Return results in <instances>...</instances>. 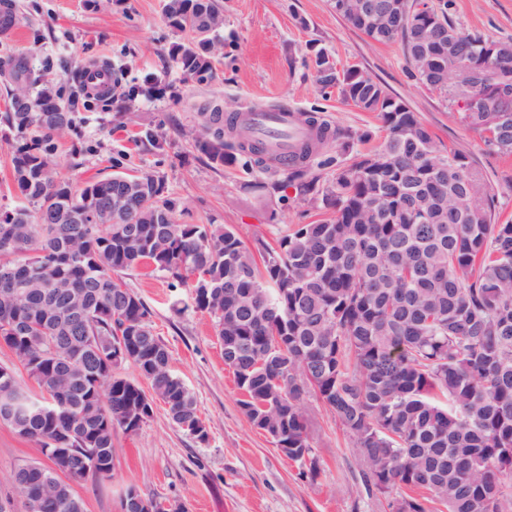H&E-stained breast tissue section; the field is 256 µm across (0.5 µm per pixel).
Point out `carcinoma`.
Listing matches in <instances>:
<instances>
[{
    "mask_svg": "<svg viewBox=\"0 0 512 512\" xmlns=\"http://www.w3.org/2000/svg\"><path fill=\"white\" fill-rule=\"evenodd\" d=\"M167 24L181 34L168 67L198 84L216 78L207 44L222 42L218 0H164ZM367 38L401 40L409 74L440 87L455 54L490 51L483 36L432 13L446 43L422 50L413 28L375 32L341 13ZM329 54L316 52L317 85L377 114L386 131L379 150L359 153L329 184L312 174L331 165L322 145L339 137L312 112L317 130L288 164L269 157L237 113L203 107L198 146L217 165L241 164L285 175L301 200L321 198L330 216L293 224L277 247L260 244L262 266L230 227L183 224L164 179L122 170L75 184L56 169L57 137L75 113L51 90L11 92L0 118L13 134L12 181L23 204L0 210V289L24 293L22 306L0 304V337L27 376L0 366V422L38 443L48 464L14 475L27 512H84L71 478L112 472V429L135 432L152 417L145 390L118 372L130 364L159 395L171 419L204 442L196 401L170 369L150 312L115 276L154 267L170 286L189 289L208 314L233 369L248 420L288 448L313 455L305 398L328 407L365 463L369 491L392 493L406 512H512V224L495 223L471 157L436 147L417 113L365 72L351 67L333 84ZM512 145V124L490 137ZM131 225L114 222L112 197ZM76 302L82 315H63ZM220 309L222 315L214 310ZM21 326L14 335L7 327ZM125 356L106 365L112 355ZM69 359L67 373L59 360ZM56 448H72L66 457ZM95 448L96 463L81 461Z\"/></svg>",
    "mask_w": 512,
    "mask_h": 512,
    "instance_id": "cac0c4a2",
    "label": "carcinoma"
}]
</instances>
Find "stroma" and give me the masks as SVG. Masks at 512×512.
Instances as JSON below:
<instances>
[{"label":"stroma","mask_w":512,"mask_h":512,"mask_svg":"<svg viewBox=\"0 0 512 512\" xmlns=\"http://www.w3.org/2000/svg\"><path fill=\"white\" fill-rule=\"evenodd\" d=\"M11 2L20 36H0V69L19 63L34 74L48 72L66 102L84 68L102 61L112 66L110 100L77 107V131L60 144L59 172L74 183L111 176L113 158L122 157L127 170L163 176L181 203L180 222L231 227L252 249L261 240L275 244L287 225L323 219L321 201H300L290 190L268 196L253 187L265 173L212 163L195 143L203 123L199 108L211 103L227 113L275 105L298 113L316 110L331 126L370 132L371 146L380 145L385 131L374 113L338 93L325 97L318 91L312 69L302 63L316 46L341 67H359L405 102L437 146L470 155L494 199L497 222H512V156L493 153L443 98L408 76L401 42H371L336 14L331 0H221L224 58L217 79L202 85L165 67L176 35L164 21L163 0ZM448 17L484 37L512 40V0H448ZM132 86L139 93L131 98ZM147 130L155 144L141 141ZM122 280L150 308L151 326L194 395L208 437L202 442L188 435L156 403L139 430L114 431L109 477L73 481L85 512H123L132 486L187 512H387L386 499L363 484L361 460L332 411L315 398L305 401L321 469L312 482L243 413L211 317L184 310L185 290L171 288L167 276L152 268L125 273ZM45 461L35 442L0 422V501L11 512H26L14 471Z\"/></svg>","instance_id":"stroma-1"}]
</instances>
